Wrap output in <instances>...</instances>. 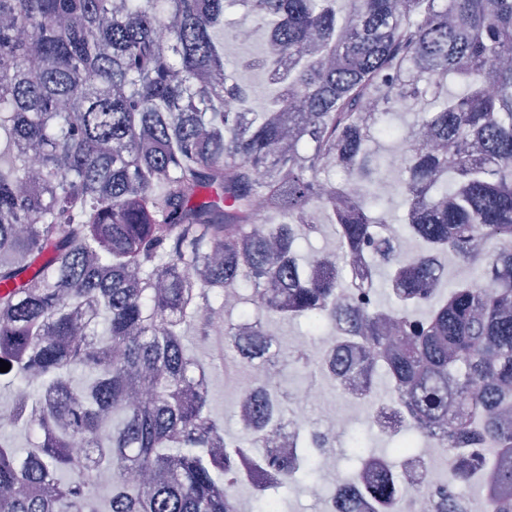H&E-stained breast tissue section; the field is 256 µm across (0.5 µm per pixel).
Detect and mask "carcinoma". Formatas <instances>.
<instances>
[{
    "instance_id": "carcinoma-1",
    "label": "carcinoma",
    "mask_w": 512,
    "mask_h": 512,
    "mask_svg": "<svg viewBox=\"0 0 512 512\" xmlns=\"http://www.w3.org/2000/svg\"><path fill=\"white\" fill-rule=\"evenodd\" d=\"M267 36L251 63L277 72L259 112L223 43L239 7ZM512 0H0V359L19 450L0 428V512H238V466L257 424L280 431V386L244 392L224 434L192 340L211 341L224 293V348L247 368L267 342L234 332L254 315L343 321L333 375L397 409L396 456L373 475L348 435L353 469L335 512H405L399 469L445 430L447 490L512 512ZM464 91L448 95V78ZM403 133L390 123L417 104ZM406 139L400 235L379 208L369 146ZM482 144L485 152L471 151ZM340 170L361 193L331 183ZM194 192H188V188ZM330 226L336 249L297 244ZM453 255L478 271L436 275ZM369 278V300L339 293L336 265ZM286 288L276 309L265 288ZM258 458L274 486L321 480L296 443ZM84 449V454L73 452ZM112 473L107 496L96 474Z\"/></svg>"
}]
</instances>
